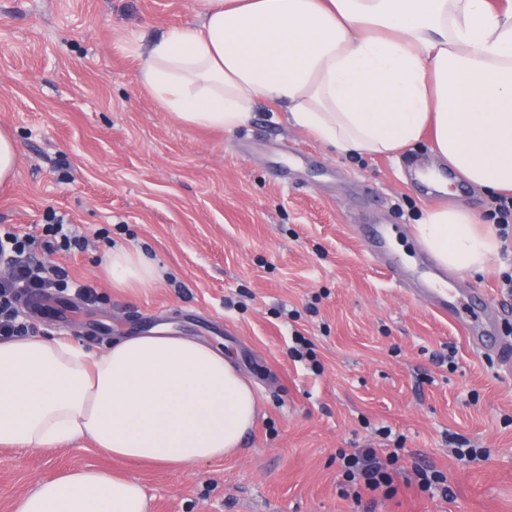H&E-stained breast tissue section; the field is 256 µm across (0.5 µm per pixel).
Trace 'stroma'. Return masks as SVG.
<instances>
[{
  "label": "stroma",
  "mask_w": 512,
  "mask_h": 512,
  "mask_svg": "<svg viewBox=\"0 0 512 512\" xmlns=\"http://www.w3.org/2000/svg\"><path fill=\"white\" fill-rule=\"evenodd\" d=\"M193 0H0V127L18 146L0 185V228L23 231L59 215L85 240L38 260L95 288L23 312L38 333L103 351L112 337L162 325L223 348L261 404L240 451L178 469L118 460L81 439L55 448L0 445V512L43 479L109 468L139 482L149 512H358L339 494V454L404 439L397 491L373 512H512V375L494 351L412 298L353 229L383 224L405 264L428 261L414 226L426 210L490 207L429 141L408 154L332 152L258 102L226 132L188 127L140 81V58L163 31L191 27ZM138 248L160 277L140 291L101 272L107 247ZM512 239L476 276L501 328L512 295ZM311 355L291 357L294 334ZM488 458L458 461L449 433ZM442 471L453 500L420 492L414 468Z\"/></svg>",
  "instance_id": "obj_1"
}]
</instances>
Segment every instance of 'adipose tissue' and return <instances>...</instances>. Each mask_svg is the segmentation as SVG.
Wrapping results in <instances>:
<instances>
[{
  "label": "adipose tissue",
  "mask_w": 512,
  "mask_h": 512,
  "mask_svg": "<svg viewBox=\"0 0 512 512\" xmlns=\"http://www.w3.org/2000/svg\"><path fill=\"white\" fill-rule=\"evenodd\" d=\"M140 64L144 87L187 125L232 131L258 100L345 156L395 157L432 141L484 192H512V5L491 0H195ZM419 244L443 268L484 271L501 242L465 205L427 210ZM104 271L143 289L158 269L112 249ZM259 402L230 355L166 328L103 352L33 334L0 341V445L79 438L118 459L179 468L239 449ZM15 512H148L141 486L80 468L41 481Z\"/></svg>",
  "instance_id": "adipose-tissue-1"
}]
</instances>
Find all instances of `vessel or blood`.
I'll list each match as a JSON object with an SVG mask.
<instances>
[{
	"instance_id": "obj_1",
	"label": "vessel or blood",
	"mask_w": 512,
	"mask_h": 512,
	"mask_svg": "<svg viewBox=\"0 0 512 512\" xmlns=\"http://www.w3.org/2000/svg\"><path fill=\"white\" fill-rule=\"evenodd\" d=\"M364 245L367 251L374 255L383 256L391 276L398 283L410 285L417 300L427 303L435 312L448 317L449 320L460 324L464 334L475 336L486 334L484 324L466 322L467 312L486 308V295L483 291L472 292L468 297H459L448 293L446 289L435 287L434 281L437 269L419 272L403 266L393 255H390L387 245V230L381 224H365L361 227Z\"/></svg>"
}]
</instances>
